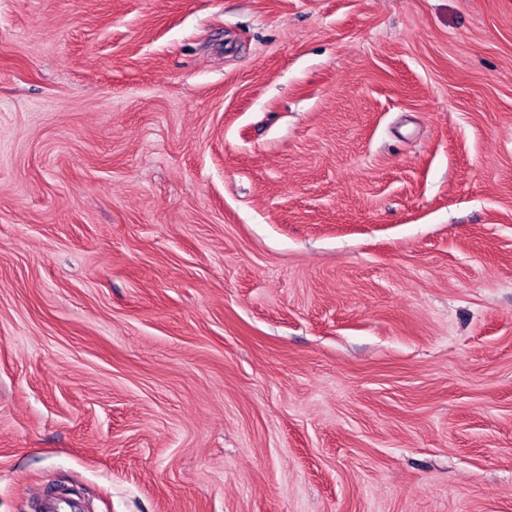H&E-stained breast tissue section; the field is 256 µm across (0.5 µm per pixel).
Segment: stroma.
Instances as JSON below:
<instances>
[{
  "label": "stroma",
  "mask_w": 512,
  "mask_h": 512,
  "mask_svg": "<svg viewBox=\"0 0 512 512\" xmlns=\"http://www.w3.org/2000/svg\"><path fill=\"white\" fill-rule=\"evenodd\" d=\"M512 512V0H0V512Z\"/></svg>",
  "instance_id": "obj_1"
}]
</instances>
